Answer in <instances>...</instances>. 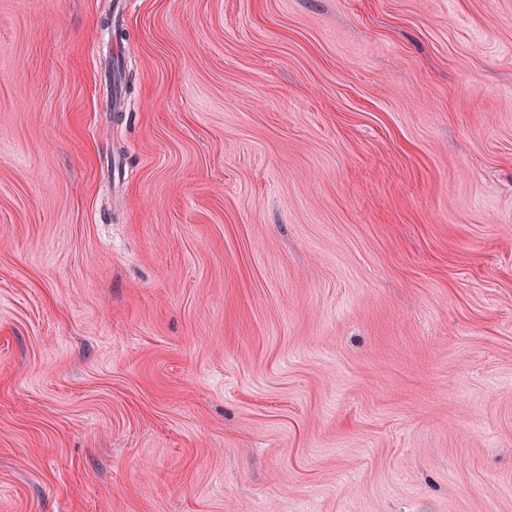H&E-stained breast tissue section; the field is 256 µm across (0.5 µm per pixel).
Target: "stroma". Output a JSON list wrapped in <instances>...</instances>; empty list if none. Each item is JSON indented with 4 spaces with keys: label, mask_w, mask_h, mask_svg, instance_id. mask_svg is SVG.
Instances as JSON below:
<instances>
[{
    "label": "stroma",
    "mask_w": 512,
    "mask_h": 512,
    "mask_svg": "<svg viewBox=\"0 0 512 512\" xmlns=\"http://www.w3.org/2000/svg\"><path fill=\"white\" fill-rule=\"evenodd\" d=\"M0 0V512H512V0Z\"/></svg>",
    "instance_id": "stroma-1"
}]
</instances>
